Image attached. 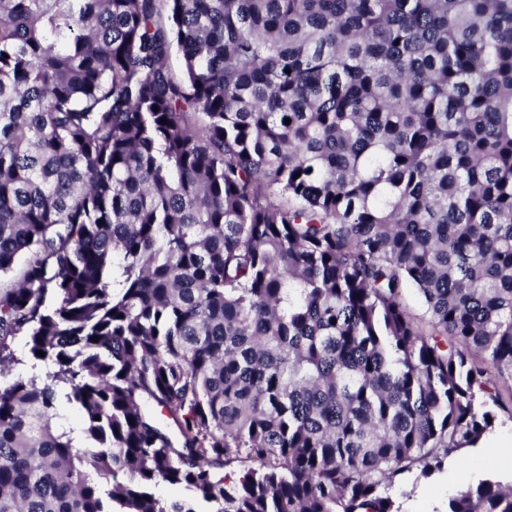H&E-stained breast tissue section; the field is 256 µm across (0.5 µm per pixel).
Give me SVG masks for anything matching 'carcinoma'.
Returning a JSON list of instances; mask_svg holds the SVG:
<instances>
[{
	"mask_svg": "<svg viewBox=\"0 0 512 512\" xmlns=\"http://www.w3.org/2000/svg\"><path fill=\"white\" fill-rule=\"evenodd\" d=\"M8 274L0 512H400L512 420V0H0Z\"/></svg>",
	"mask_w": 512,
	"mask_h": 512,
	"instance_id": "1",
	"label": "carcinoma"
}]
</instances>
